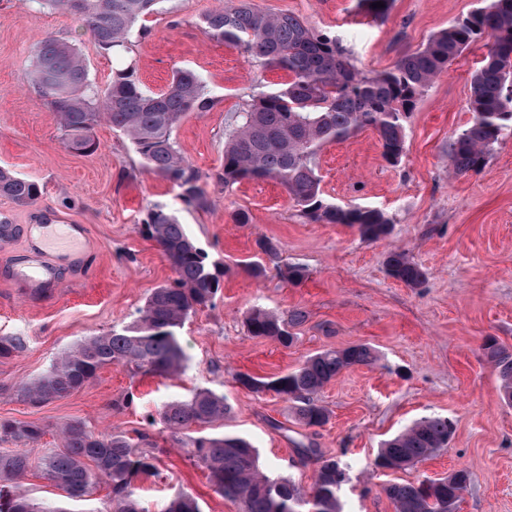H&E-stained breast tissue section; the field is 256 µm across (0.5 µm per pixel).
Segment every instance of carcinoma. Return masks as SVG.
Returning a JSON list of instances; mask_svg holds the SVG:
<instances>
[{"mask_svg": "<svg viewBox=\"0 0 512 512\" xmlns=\"http://www.w3.org/2000/svg\"><path fill=\"white\" fill-rule=\"evenodd\" d=\"M378 1L383 7H372ZM38 2L80 15L97 45L109 51L125 46L136 22L153 13L161 0H81L77 9L72 0ZM392 2L358 0V6L372 19L383 20ZM201 26L209 38L243 49L260 68L288 73L287 82L252 100L239 115L224 148V185L243 179L274 180L311 222L344 224L367 240L388 234L390 221L382 211L325 201L320 190L319 153L328 143L372 128L387 162H400L406 149L404 122L418 97L466 48L485 39L492 40V47L472 75V121L448 146L453 173L481 170L494 145L505 133L512 134V0H489L435 34L424 47L402 56L392 68L371 73L355 67L336 37L314 30L293 15L255 9L245 0L234 8L204 15ZM35 58L32 80L57 113L69 147L90 151L95 126L105 119L129 137L146 171L179 189L184 202L206 204L202 174L182 156L173 137L187 113L207 112L213 107L214 100L195 71H176L166 88L156 93L145 91L135 70L128 67L99 90L90 84L87 66L74 46L47 39L37 47ZM0 194L30 205L38 197V187L0 168ZM144 231L171 262L173 282L154 289L128 325L85 338L48 372L18 385L24 401L38 406L63 398L112 364H130L159 375L184 368L180 330L191 313L212 304L220 288V271L175 215L161 208L150 210ZM386 269L410 288L421 286L427 278L424 268L403 251L388 254ZM277 273L293 284L307 277L305 268L298 265L279 266ZM304 320L305 313L297 308L286 316L255 309L246 326L250 335L287 347L295 340L292 328ZM23 348L19 337L0 338L1 359ZM483 350L498 373L502 399L511 405L512 351L491 337ZM375 360L369 346L358 344L324 350L274 379L240 373L236 381L254 393H273L291 402L304 426L322 427L330 413L319 403L318 393L344 371ZM229 412L224 397L199 390L188 399L164 403L158 415L160 425L209 471L214 491L237 504L239 512H342L338 492L347 480L348 466L340 461L324 459L313 448L300 449L318 464L306 488L263 469L257 450L239 436L191 435V428L221 421ZM452 433L448 419L424 417L385 441L375 466L400 470L422 463L448 447ZM44 434L45 428L36 423L0 420L1 442L26 445ZM58 434L63 448L42 459V472L48 480L73 499L86 496L94 478H104L112 487L108 512H140L135 479L155 470L151 451L121 435H97L77 420L61 425ZM31 468L32 461L24 451L0 455V512H69L19 493L17 484ZM469 484V472L460 468L417 484L390 483L383 491L394 503L395 512H457ZM165 512L200 509L190 493L181 491Z\"/></svg>", "mask_w": 512, "mask_h": 512, "instance_id": "carcinoma-1", "label": "carcinoma"}]
</instances>
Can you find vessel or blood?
Masks as SVG:
<instances>
[{
  "label": "vessel or blood",
  "instance_id": "obj_1",
  "mask_svg": "<svg viewBox=\"0 0 512 512\" xmlns=\"http://www.w3.org/2000/svg\"><path fill=\"white\" fill-rule=\"evenodd\" d=\"M20 234L27 240L25 250L9 253L10 243ZM85 236V228L80 224H56L46 232L36 224L24 228L1 224L0 279L18 283L32 296L62 287L60 272L81 263L79 244Z\"/></svg>",
  "mask_w": 512,
  "mask_h": 512
}]
</instances>
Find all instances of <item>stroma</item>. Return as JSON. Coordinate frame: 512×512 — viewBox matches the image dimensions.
Instances as JSON below:
<instances>
[{
    "label": "stroma",
    "mask_w": 512,
    "mask_h": 512,
    "mask_svg": "<svg viewBox=\"0 0 512 512\" xmlns=\"http://www.w3.org/2000/svg\"><path fill=\"white\" fill-rule=\"evenodd\" d=\"M234 2L161 0L141 21L144 36L109 53L79 15L35 0H0V167L39 188L31 205L0 195V214L15 224H46L64 213L87 225L91 237L89 258L64 271L56 292L31 298L0 280V337L25 341L20 353L0 359V419L45 429L39 442L22 447L0 441V453L25 450L33 462L24 480L29 497L62 501L39 463L60 448L58 426L78 420L98 434L142 438L143 448L152 451L157 474L136 481L141 512H164L181 491L197 498L201 512H237L236 504L213 491L187 449L146 421L164 402L209 389L231 408L209 433L246 438L263 468L310 484L315 463L298 452L301 443L347 464L349 480L339 491L343 512H394L384 485L460 468L469 472L470 485L459 512H512V405L502 400L500 380L482 350L489 336L512 349V135L494 145L479 172L453 175L448 161L449 142L472 118L470 77L488 42L466 49L418 98L405 122L399 163L384 159L370 128L323 147L324 199L381 209L392 222L389 236L367 241L355 229L308 221L276 181L225 185L224 145L239 112L288 79L285 71L259 69L241 49L204 34L201 18ZM250 2L336 36L365 72L391 67L484 4L393 0L388 16L376 21L358 9L357 0ZM50 37L74 45L102 88L128 66L150 92L165 88L180 68L201 76L215 105L188 113L173 137L201 172L207 205L186 204L177 188L146 172L128 137L107 122L95 128L94 151L66 146L56 112L30 79L35 50ZM157 206L174 212L224 271L214 306L193 313L180 332L184 372L153 376L116 364L67 397L39 406L22 401L20 381L45 374L84 338L129 324L154 288L172 282L170 262L141 232ZM241 213L248 223H237ZM261 237L277 242V260L260 252ZM395 249L427 270L423 286L410 288L388 276L385 259ZM249 261L264 263L266 277H250L243 269ZM286 264L305 267L306 279L297 285L281 279L276 268ZM258 308L304 311L293 345L249 335L246 318ZM355 344L371 346L378 360L343 372L321 390L330 420L320 428L296 421L288 401L235 381L240 372L277 377L312 354ZM430 415L452 422L447 448L406 470L375 469L383 440Z\"/></svg>",
    "instance_id": "35a3bbf8"
}]
</instances>
